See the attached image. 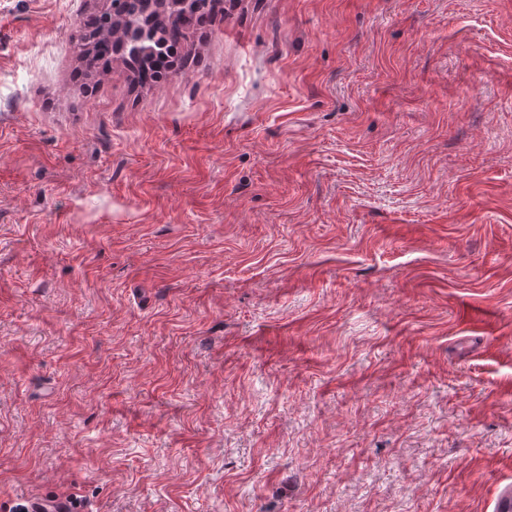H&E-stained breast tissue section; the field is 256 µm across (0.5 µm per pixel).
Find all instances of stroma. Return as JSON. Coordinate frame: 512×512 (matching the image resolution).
Returning <instances> with one entry per match:
<instances>
[{
  "label": "stroma",
  "mask_w": 512,
  "mask_h": 512,
  "mask_svg": "<svg viewBox=\"0 0 512 512\" xmlns=\"http://www.w3.org/2000/svg\"><path fill=\"white\" fill-rule=\"evenodd\" d=\"M103 5L0 0V512H496L512 0H226L151 87Z\"/></svg>",
  "instance_id": "1"
}]
</instances>
